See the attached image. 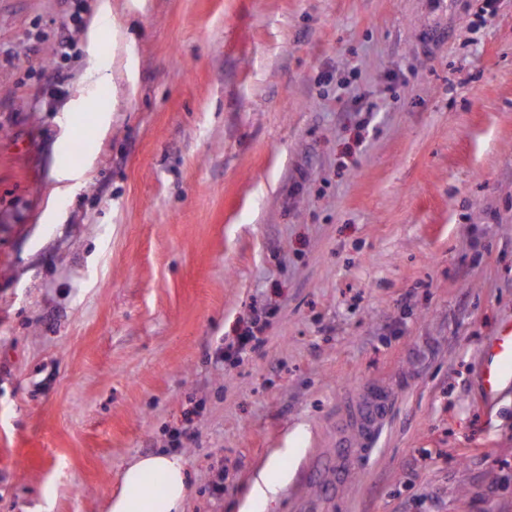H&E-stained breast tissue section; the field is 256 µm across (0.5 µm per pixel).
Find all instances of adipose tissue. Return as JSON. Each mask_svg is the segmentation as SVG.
I'll list each match as a JSON object with an SVG mask.
<instances>
[{
	"label": "adipose tissue",
	"mask_w": 512,
	"mask_h": 512,
	"mask_svg": "<svg viewBox=\"0 0 512 512\" xmlns=\"http://www.w3.org/2000/svg\"><path fill=\"white\" fill-rule=\"evenodd\" d=\"M187 459L152 453L133 457L122 469V486L108 512H184L189 494Z\"/></svg>",
	"instance_id": "ef3b65f1"
}]
</instances>
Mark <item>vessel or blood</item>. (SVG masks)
Listing matches in <instances>:
<instances>
[{"label": "vessel or blood", "mask_w": 512, "mask_h": 512, "mask_svg": "<svg viewBox=\"0 0 512 512\" xmlns=\"http://www.w3.org/2000/svg\"><path fill=\"white\" fill-rule=\"evenodd\" d=\"M485 400H494L499 391L512 384V317L499 324L494 336L483 345L481 374ZM392 401L376 388L366 390L346 414L336 439V467L333 482H347L352 467L367 454L386 419Z\"/></svg>", "instance_id": "1"}]
</instances>
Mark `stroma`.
Returning a JSON list of instances; mask_svg holds the SVG:
<instances>
[{"label":"stroma","instance_id":"obj_1","mask_svg":"<svg viewBox=\"0 0 512 512\" xmlns=\"http://www.w3.org/2000/svg\"><path fill=\"white\" fill-rule=\"evenodd\" d=\"M98 3L0 0V448L51 453L0 460V512H106L157 451L185 512H240L274 454L267 512H512V387L479 383L512 316V0H111L102 133L71 108ZM368 387L393 405L336 491L306 471ZM257 319L253 323V327L246 328L238 336H234L228 341H224V359H236L255 347L259 342V336L255 332L259 331ZM23 448H1V458L5 456L19 459L23 462H27L32 466L41 465L46 457L47 448H40L35 443H27L21 445Z\"/></svg>","mask_w":512,"mask_h":512}]
</instances>
